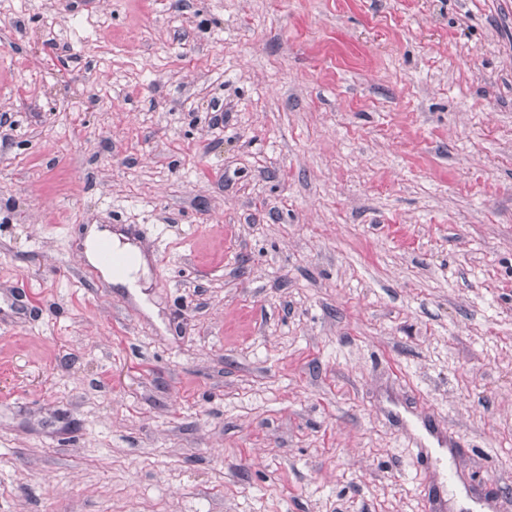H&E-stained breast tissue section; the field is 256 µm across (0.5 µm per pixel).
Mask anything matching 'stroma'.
Wrapping results in <instances>:
<instances>
[{
    "instance_id": "1",
    "label": "stroma",
    "mask_w": 512,
    "mask_h": 512,
    "mask_svg": "<svg viewBox=\"0 0 512 512\" xmlns=\"http://www.w3.org/2000/svg\"><path fill=\"white\" fill-rule=\"evenodd\" d=\"M2 113L0 512H426L393 401L512 512V0H0ZM124 235L120 232H114L108 229H100L96 224L91 225L87 230L85 259L91 265L97 266L98 253L104 243H109L116 250L125 251L132 255L131 263L118 276L117 281L128 288H140L137 285L138 274L143 275L148 271V262L141 250L129 242L122 245L121 238Z\"/></svg>"
}]
</instances>
